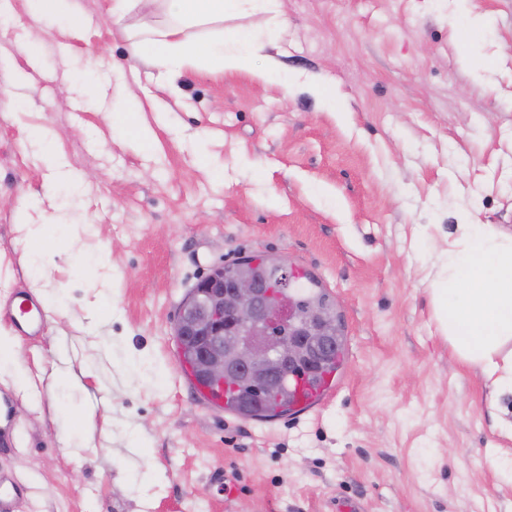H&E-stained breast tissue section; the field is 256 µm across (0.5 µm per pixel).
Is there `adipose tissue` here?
I'll list each match as a JSON object with an SVG mask.
<instances>
[{
    "mask_svg": "<svg viewBox=\"0 0 512 512\" xmlns=\"http://www.w3.org/2000/svg\"><path fill=\"white\" fill-rule=\"evenodd\" d=\"M161 23L131 44L133 59L170 69L194 64L239 69L284 27L279 0H156ZM263 16L262 26L224 28L225 19ZM214 26L211 39L194 29ZM437 330L456 359L478 367L500 394L512 395V236L489 224H461L430 283Z\"/></svg>",
    "mask_w": 512,
    "mask_h": 512,
    "instance_id": "1",
    "label": "adipose tissue"
}]
</instances>
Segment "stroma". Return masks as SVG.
I'll return each mask as SVG.
<instances>
[{"label": "stroma", "mask_w": 512, "mask_h": 512, "mask_svg": "<svg viewBox=\"0 0 512 512\" xmlns=\"http://www.w3.org/2000/svg\"><path fill=\"white\" fill-rule=\"evenodd\" d=\"M111 6L0 0L16 512H512L491 462L512 458L496 429L512 399L458 363L429 291L461 213L512 234V0H280L264 56L172 80L128 67L154 0L119 22ZM135 102L146 146L122 129ZM31 224L52 247L39 279ZM252 256L314 275L341 317L346 361L314 412L228 417L183 377L180 302ZM16 291L46 306L39 335L17 332Z\"/></svg>", "instance_id": "35a3bbf8"}]
</instances>
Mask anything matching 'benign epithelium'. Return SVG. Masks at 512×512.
I'll return each instance as SVG.
<instances>
[{
  "label": "benign epithelium",
  "mask_w": 512,
  "mask_h": 512,
  "mask_svg": "<svg viewBox=\"0 0 512 512\" xmlns=\"http://www.w3.org/2000/svg\"><path fill=\"white\" fill-rule=\"evenodd\" d=\"M297 271L286 262L266 279L224 280L213 267L180 305L174 335L180 354L194 340L215 385L247 388L264 399L302 372H311L331 350L333 324L319 313L298 312Z\"/></svg>",
  "instance_id": "1"
}]
</instances>
